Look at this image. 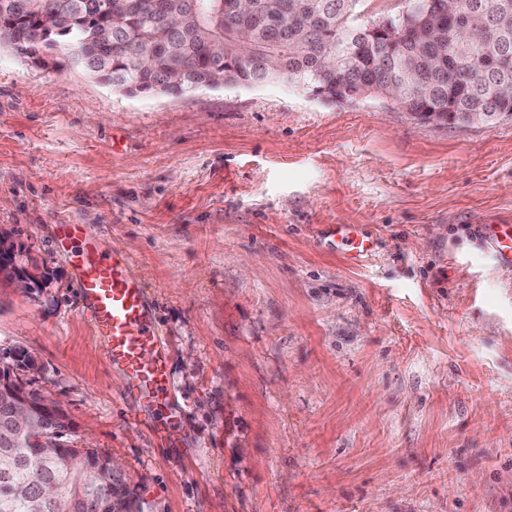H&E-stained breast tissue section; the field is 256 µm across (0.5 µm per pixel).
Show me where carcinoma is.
<instances>
[{
  "label": "carcinoma",
  "mask_w": 512,
  "mask_h": 512,
  "mask_svg": "<svg viewBox=\"0 0 512 512\" xmlns=\"http://www.w3.org/2000/svg\"><path fill=\"white\" fill-rule=\"evenodd\" d=\"M0 0V41L28 58L55 49L58 69L80 67L112 88L181 95L216 80L253 86L285 81L319 96L338 87L372 97L397 91L394 105L455 125L466 112H512V0L417 3L412 26L392 16L399 37L359 20L362 0ZM0 369V512H141L112 459L66 440L65 411H44L46 395ZM39 413L20 430L14 398Z\"/></svg>",
  "instance_id": "obj_1"
}]
</instances>
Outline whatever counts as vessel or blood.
<instances>
[{
    "label": "vessel or blood",
    "instance_id": "1",
    "mask_svg": "<svg viewBox=\"0 0 512 512\" xmlns=\"http://www.w3.org/2000/svg\"><path fill=\"white\" fill-rule=\"evenodd\" d=\"M481 233L497 260L512 264V225L487 224ZM323 237L340 242L351 263H359L372 249L371 240L355 224H330ZM81 296L90 322L112 369L125 380L124 393L142 407L163 412L156 428L170 445L182 436L170 416L169 359L157 334L146 290L132 273V260L123 251L86 243L73 258Z\"/></svg>",
    "mask_w": 512,
    "mask_h": 512
}]
</instances>
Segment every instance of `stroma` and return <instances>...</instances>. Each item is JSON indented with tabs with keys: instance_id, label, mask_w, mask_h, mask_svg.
<instances>
[{
	"instance_id": "1",
	"label": "stroma",
	"mask_w": 512,
	"mask_h": 512,
	"mask_svg": "<svg viewBox=\"0 0 512 512\" xmlns=\"http://www.w3.org/2000/svg\"><path fill=\"white\" fill-rule=\"evenodd\" d=\"M512 117L419 123L285 82L126 93L0 43V365L142 512H512ZM133 260L185 433L165 447L81 316L56 229ZM357 224L372 257L323 245ZM484 225V226H483ZM481 233L490 241L491 250L497 260L512 265V225L483 224ZM11 273L13 281L17 283L20 288L31 290L36 288V283L41 284L42 273L29 269L22 263L21 255H14L9 261L1 262L0 259V277L5 274Z\"/></svg>"
}]
</instances>
